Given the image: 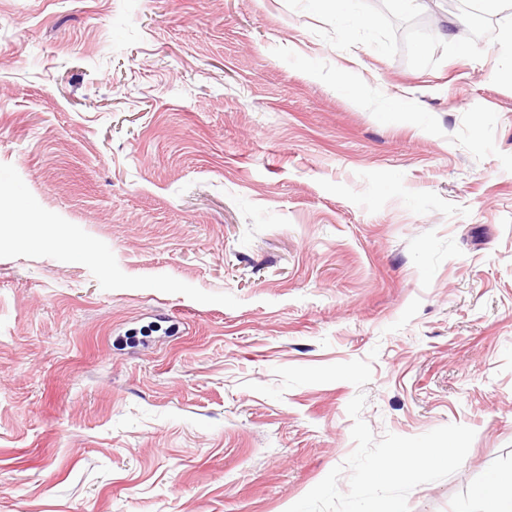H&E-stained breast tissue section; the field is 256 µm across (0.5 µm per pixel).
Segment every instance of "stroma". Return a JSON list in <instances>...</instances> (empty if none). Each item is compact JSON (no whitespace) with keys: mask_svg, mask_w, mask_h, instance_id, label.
<instances>
[{"mask_svg":"<svg viewBox=\"0 0 512 512\" xmlns=\"http://www.w3.org/2000/svg\"><path fill=\"white\" fill-rule=\"evenodd\" d=\"M357 9L0 0V512H287L359 392L475 432L409 512L512 472V13Z\"/></svg>","mask_w":512,"mask_h":512,"instance_id":"obj_1","label":"stroma"}]
</instances>
